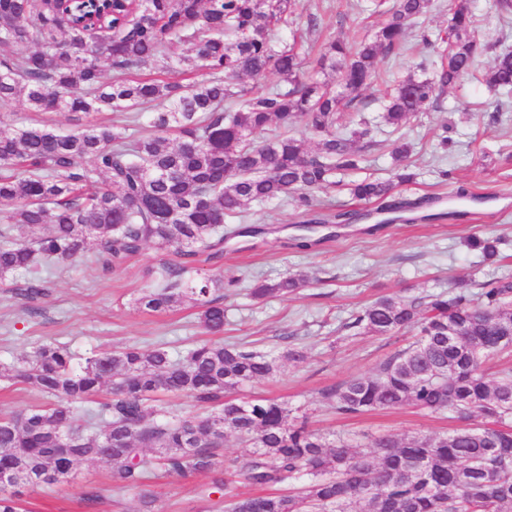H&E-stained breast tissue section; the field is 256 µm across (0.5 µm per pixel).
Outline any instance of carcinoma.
Returning <instances> with one entry per match:
<instances>
[{
	"label": "carcinoma",
	"instance_id": "carcinoma-1",
	"mask_svg": "<svg viewBox=\"0 0 512 512\" xmlns=\"http://www.w3.org/2000/svg\"><path fill=\"white\" fill-rule=\"evenodd\" d=\"M385 17L354 44L328 41L316 62L298 45L319 31L307 27L292 42L276 34L297 14L300 0H0V103L19 101L33 112H68L86 120L74 133L48 124L21 125L0 135V274L19 272L28 296L42 294L55 265L92 254L104 271L152 243L174 249L137 308L162 312L188 302L200 325L224 332V291L240 279L224 270L203 272L200 257L224 256V242L250 234L228 227L252 203L279 199L310 216L308 224L348 223L354 213L319 214L316 191L336 184L338 172L359 169L374 145L372 129L351 127L362 92L379 76L377 60L400 50L407 31L425 21L433 0H371ZM470 0H451L447 26L421 33L432 51L422 79L408 76L387 94L383 120L400 130L415 113L439 102L447 89L475 76L487 46L472 35ZM33 45L24 54L7 53ZM187 47V53L177 49ZM126 72L152 62L163 71L205 72L188 86L163 80L103 79L101 59ZM273 70L284 85L255 90L245 79ZM489 91L512 89V50L498 53L482 75ZM119 112L110 125L91 120ZM151 112V132L139 133ZM302 126L294 135L291 130ZM396 180L365 178L349 184L357 200L388 212L418 203L395 196L409 182L411 148L392 151ZM29 237H14L15 227ZM309 280L287 273L257 281L256 299L288 296ZM512 325V281L490 280L474 299L465 288L424 297L381 296L346 328L393 336L417 331L416 341L389 355L371 376L325 388L322 400L339 415L410 406L452 411L460 425L442 437L375 438L369 450L336 444L288 423L290 410L270 399L235 397L242 387L274 376L279 356L245 342L208 341L174 356L162 344L94 354L76 365L66 344L38 345L29 356L0 367L6 381L24 383L47 403L0 418V512H28L20 488L69 477L81 460L112 465V483L141 487L156 467L186 476L222 472L227 512H503L512 505V372L487 373L503 324ZM482 348L473 363L470 352ZM106 397L93 408L103 386ZM164 393L185 396L209 413L148 422L149 403ZM234 437L253 451L234 459L218 453ZM281 487L285 493L240 497L227 476Z\"/></svg>",
	"mask_w": 512,
	"mask_h": 512
}]
</instances>
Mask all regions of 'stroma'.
Instances as JSON below:
<instances>
[{
	"label": "stroma",
	"mask_w": 512,
	"mask_h": 512,
	"mask_svg": "<svg viewBox=\"0 0 512 512\" xmlns=\"http://www.w3.org/2000/svg\"><path fill=\"white\" fill-rule=\"evenodd\" d=\"M361 0H303L297 26L306 15L322 17L321 37L347 41L376 28L381 19L362 12ZM474 34L490 44L481 60L487 70L494 54L512 48V21L501 22L495 0H471ZM425 56L413 49L380 59L383 80L362 95L359 119L373 128L375 144L367 149L361 169L337 175L335 186L321 190L323 211L368 210L347 186L364 178L388 180L394 174L392 143L404 137L412 147L417 174L398 186L401 198L434 196L432 204L410 212L408 219L370 230L368 221L317 227L318 243L309 251L292 248L304 219L281 201L252 204L246 223L256 228L224 246L225 276L242 279L224 300V337L249 341L261 350L282 356L288 344L307 354L304 361L285 360L277 376L243 389L248 398L278 399L287 403L294 421H306L319 431L350 445L366 446L386 433L397 438L439 436L458 422L453 413L428 414L412 407L378 410L357 418H343L324 407L320 392L354 376L372 375L379 362L413 341V334L373 336L354 334L345 324L369 302L384 295L436 294L455 288L478 292L495 278L512 280V93L501 96V114L487 108L489 93L473 79L448 90L438 106L416 113L401 131L381 120L384 81L421 75ZM448 147H441V135ZM450 178H442V171ZM484 195L475 203L456 199L458 189ZM496 240L498 253L486 258L469 246L472 237ZM173 250L147 244L111 273L78 259L58 266L36 298L24 295L19 275H0V366L16 362L41 343H69L78 357L112 351L127 345L150 348L167 343L178 352L206 339L196 308L183 304L165 313H150L134 301L148 287L149 269L175 263ZM311 276L313 282L287 298L252 299L247 283L260 277L279 279L284 273ZM215 473L182 478L156 471L137 489L113 487L111 466L103 460L78 463L68 480L41 485L26 492L30 512H141L142 495L154 498L155 512H224L220 494L204 496ZM98 497L86 501V490Z\"/></svg>",
	"instance_id": "35a3bbf8"
}]
</instances>
